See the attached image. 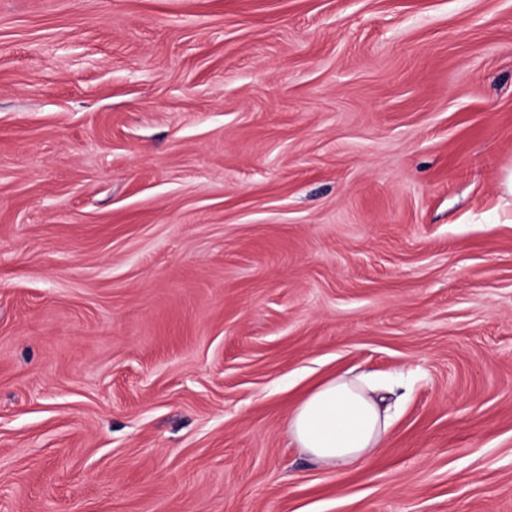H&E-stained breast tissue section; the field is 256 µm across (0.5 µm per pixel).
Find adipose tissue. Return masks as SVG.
I'll use <instances>...</instances> for the list:
<instances>
[{
  "label": "adipose tissue",
  "mask_w": 512,
  "mask_h": 512,
  "mask_svg": "<svg viewBox=\"0 0 512 512\" xmlns=\"http://www.w3.org/2000/svg\"><path fill=\"white\" fill-rule=\"evenodd\" d=\"M388 428L376 388L340 375L311 390L288 416L293 440L319 465L346 470L372 458Z\"/></svg>",
  "instance_id": "adipose-tissue-1"
}]
</instances>
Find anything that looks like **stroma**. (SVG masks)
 I'll return each instance as SVG.
<instances>
[{
    "instance_id": "1",
    "label": "stroma",
    "mask_w": 512,
    "mask_h": 512,
    "mask_svg": "<svg viewBox=\"0 0 512 512\" xmlns=\"http://www.w3.org/2000/svg\"><path fill=\"white\" fill-rule=\"evenodd\" d=\"M510 167L512 0H0V512H512ZM377 389L340 375L311 390L288 416V433L319 465L346 470L382 448L387 416Z\"/></svg>"
}]
</instances>
